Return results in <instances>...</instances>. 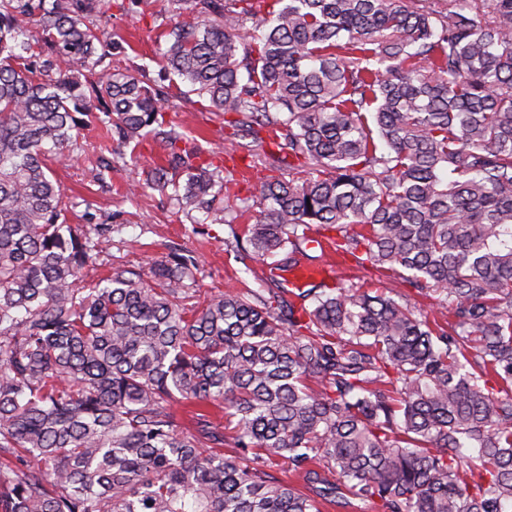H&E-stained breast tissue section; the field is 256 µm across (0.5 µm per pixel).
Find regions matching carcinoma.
<instances>
[{
  "label": "carcinoma",
  "instance_id": "cac0c4a2",
  "mask_svg": "<svg viewBox=\"0 0 512 512\" xmlns=\"http://www.w3.org/2000/svg\"><path fill=\"white\" fill-rule=\"evenodd\" d=\"M99 2L0 0V512H509L512 0H169L164 70L288 171L242 177L226 246L292 267L329 232L428 313L344 279L201 305L177 251L89 279L112 215L67 223L53 165L93 122L181 140ZM226 184L146 187L223 224Z\"/></svg>",
  "mask_w": 512,
  "mask_h": 512
}]
</instances>
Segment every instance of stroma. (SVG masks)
<instances>
[{
  "mask_svg": "<svg viewBox=\"0 0 512 512\" xmlns=\"http://www.w3.org/2000/svg\"><path fill=\"white\" fill-rule=\"evenodd\" d=\"M103 8L109 15L112 39L119 46L112 58L115 65L143 76L148 83L160 81V52L164 46L162 33L174 17L167 0H142L130 10L119 9L115 0H104ZM167 123L178 126L185 139L181 154L194 157L196 152L222 150L227 170H250L252 175H269L257 152L240 150L228 154L233 129L219 112H201L179 93L170 88L166 105ZM107 143L104 130L89 127L84 133L83 149L67 167L57 169L56 175L66 191L71 223H79L85 200L95 201L102 213L112 214L114 230L112 241L103 245L96 273L106 275L110 270L127 268L148 269L170 250L193 252L199 261L197 275L199 295L208 298L219 291L247 286L266 287L268 264L264 261L245 262L234 252L226 250L225 238L230 229L224 224H197L191 215L175 213V204L159 192L148 189L132 192L134 183L144 181L160 152L153 143H144L138 164L124 163L113 158L107 187L89 184L88 168ZM335 274L356 283L381 284L406 296L410 302L425 305V298L398 277L379 279L370 268L356 266L353 260H335Z\"/></svg>",
  "mask_w": 512,
  "mask_h": 512,
  "instance_id": "obj_1",
  "label": "stroma"
}]
</instances>
